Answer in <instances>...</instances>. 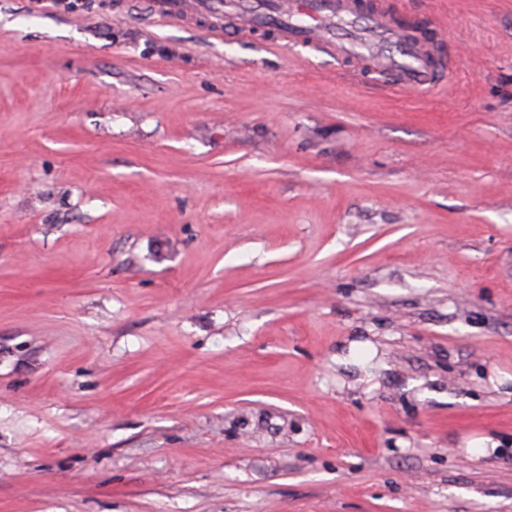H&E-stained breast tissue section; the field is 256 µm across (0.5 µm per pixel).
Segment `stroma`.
<instances>
[{
  "mask_svg": "<svg viewBox=\"0 0 512 512\" xmlns=\"http://www.w3.org/2000/svg\"><path fill=\"white\" fill-rule=\"evenodd\" d=\"M457 80L0 0V512H512V0Z\"/></svg>",
  "mask_w": 512,
  "mask_h": 512,
  "instance_id": "stroma-1",
  "label": "stroma"
}]
</instances>
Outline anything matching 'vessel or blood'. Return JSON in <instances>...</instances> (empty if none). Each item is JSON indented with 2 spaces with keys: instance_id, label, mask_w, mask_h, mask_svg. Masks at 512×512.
I'll list each match as a JSON object with an SVG mask.
<instances>
[{
  "instance_id": "obj_1",
  "label": "vessel or blood",
  "mask_w": 512,
  "mask_h": 512,
  "mask_svg": "<svg viewBox=\"0 0 512 512\" xmlns=\"http://www.w3.org/2000/svg\"><path fill=\"white\" fill-rule=\"evenodd\" d=\"M152 18L211 20L253 36L272 31L276 40L310 47L350 62L360 75L393 73V90L421 94L439 87L447 70L438 44L395 25L388 0L363 7L360 0H142Z\"/></svg>"
}]
</instances>
